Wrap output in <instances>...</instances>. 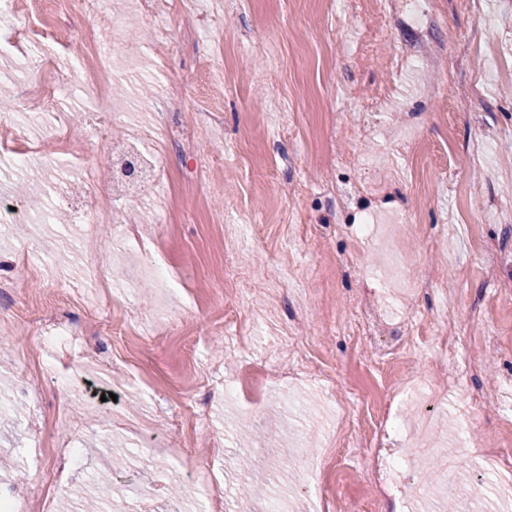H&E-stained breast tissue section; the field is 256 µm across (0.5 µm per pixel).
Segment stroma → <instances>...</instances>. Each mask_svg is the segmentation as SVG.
<instances>
[{"label": "stroma", "mask_w": 512, "mask_h": 512, "mask_svg": "<svg viewBox=\"0 0 512 512\" xmlns=\"http://www.w3.org/2000/svg\"><path fill=\"white\" fill-rule=\"evenodd\" d=\"M432 3L427 34L413 0H198L185 23L172 0H157L151 17L134 0H102L96 26L121 21L112 59L96 71L106 96L59 87L55 115L39 121L24 110L33 74L0 51L9 89L0 122L28 128L35 149L23 171L0 168L15 207L0 227V370L11 382L0 395V457L13 464L0 493L43 486L54 459L32 465L42 439L76 451L47 512H75L87 478L104 470L120 512H169L174 490L184 512H211L218 488L222 512H317L333 490L335 512H347L367 493L359 445L320 477L296 452L335 447L346 425L382 406L405 364L378 372L375 346L405 344L425 314L463 325L460 352L480 369L461 387L484 399L462 412L427 344L410 348L434 398L404 402L403 418L411 425L431 409L430 446L459 464L449 496L434 500L420 488L435 469L407 471L398 512H496L504 474L474 472L463 457L512 453V0H481L476 11L465 0ZM18 9L34 23L26 54L48 53L67 71L85 20L53 0ZM173 94L183 108L160 111ZM60 118L76 144L97 147L93 165H111L118 138L162 144L153 191L117 197L91 165L59 168L39 154ZM90 190L116 223H42L43 211L69 213L70 198ZM366 214L377 220L369 242L354 232ZM396 262L447 289L445 302L394 278ZM159 263L177 288L142 275ZM94 265L113 295L101 334L86 276ZM240 291V322L225 325L224 300ZM362 300L373 317L364 338L354 330ZM29 307L45 317L42 336L31 333ZM59 325L66 339L43 343ZM295 337L327 363L330 384L294 364ZM286 361L292 373L279 388L247 374ZM213 437L223 446L202 482L173 451ZM107 440L128 466L107 470Z\"/></svg>", "instance_id": "1"}]
</instances>
